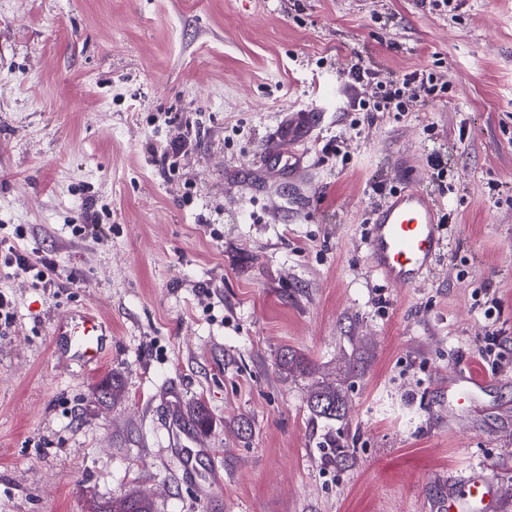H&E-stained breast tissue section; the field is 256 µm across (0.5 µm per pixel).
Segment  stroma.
I'll list each match as a JSON object with an SVG mask.
<instances>
[{"instance_id":"35a3bbf8","label":"stroma","mask_w":512,"mask_h":512,"mask_svg":"<svg viewBox=\"0 0 512 512\" xmlns=\"http://www.w3.org/2000/svg\"><path fill=\"white\" fill-rule=\"evenodd\" d=\"M413 70L435 94L354 110ZM411 173L452 221L397 288L367 235ZM1 237L57 271L0 266V512H436L473 473L512 512V0H0ZM89 308L86 373L51 339ZM461 367L485 387L452 409ZM320 382L345 418L311 413ZM197 402L210 492L171 451ZM96 507L95 512H152L148 501L133 495L112 499L108 504Z\"/></svg>"}]
</instances>
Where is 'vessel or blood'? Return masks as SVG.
<instances>
[{"mask_svg": "<svg viewBox=\"0 0 512 512\" xmlns=\"http://www.w3.org/2000/svg\"><path fill=\"white\" fill-rule=\"evenodd\" d=\"M442 213L432 197L417 185L394 192L375 212L368 250L371 265L389 283L410 288L430 271L443 247ZM105 325L101 316L86 312L58 322L53 333L54 355L91 369L101 365L105 352ZM485 385L472 371L448 385V405H463ZM462 492L449 496L447 512H470L473 504H487L490 485L472 475Z\"/></svg>", "mask_w": 512, "mask_h": 512, "instance_id": "obj_1", "label": "vessel or blood"}]
</instances>
